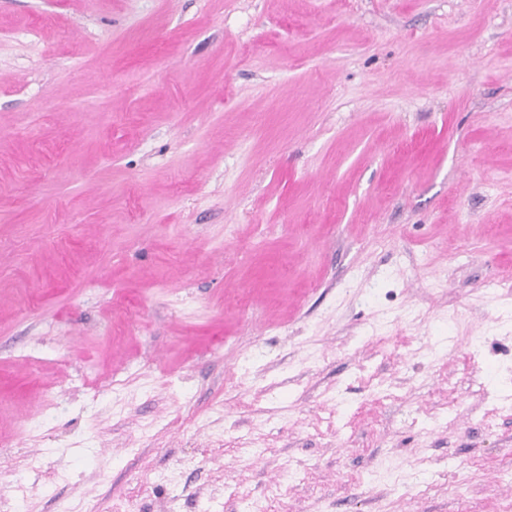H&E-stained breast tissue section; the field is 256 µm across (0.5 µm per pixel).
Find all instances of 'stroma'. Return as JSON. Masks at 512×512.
I'll list each match as a JSON object with an SVG mask.
<instances>
[{
  "mask_svg": "<svg viewBox=\"0 0 512 512\" xmlns=\"http://www.w3.org/2000/svg\"><path fill=\"white\" fill-rule=\"evenodd\" d=\"M0 512H512V0H0Z\"/></svg>",
  "mask_w": 512,
  "mask_h": 512,
  "instance_id": "obj_1",
  "label": "stroma"
}]
</instances>
